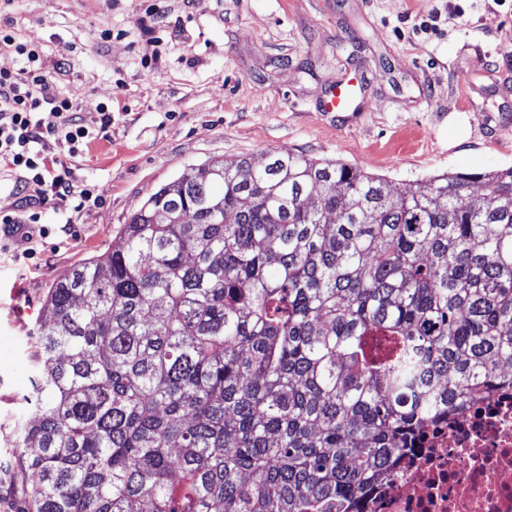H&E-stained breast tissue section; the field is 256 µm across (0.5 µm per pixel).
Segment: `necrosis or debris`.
Segmentation results:
<instances>
[{"mask_svg": "<svg viewBox=\"0 0 512 512\" xmlns=\"http://www.w3.org/2000/svg\"><path fill=\"white\" fill-rule=\"evenodd\" d=\"M356 512H512V388L475 391L357 498Z\"/></svg>", "mask_w": 512, "mask_h": 512, "instance_id": "1", "label": "necrosis or debris"}]
</instances>
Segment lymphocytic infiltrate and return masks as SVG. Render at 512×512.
Listing matches in <instances>:
<instances>
[{
    "label": "lymphocytic infiltrate",
    "mask_w": 512,
    "mask_h": 512,
    "mask_svg": "<svg viewBox=\"0 0 512 512\" xmlns=\"http://www.w3.org/2000/svg\"><path fill=\"white\" fill-rule=\"evenodd\" d=\"M0 46L19 56L16 69H0V163L22 172L25 186L35 193L26 201L23 217L9 215L0 222L22 227L23 239H31V225L39 223L42 208L51 201L78 199L80 204L100 201L96 187H76L66 167L50 170L42 145L53 137L77 153L88 129L77 117L72 95L60 92L40 63L38 50L17 42L13 31L0 28Z\"/></svg>",
    "instance_id": "lymphocytic-infiltrate-1"
}]
</instances>
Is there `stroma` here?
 <instances>
[{"mask_svg":"<svg viewBox=\"0 0 512 512\" xmlns=\"http://www.w3.org/2000/svg\"><path fill=\"white\" fill-rule=\"evenodd\" d=\"M1 23L39 48L84 126L97 129L103 103L112 126L73 157L45 145L101 203L50 202L32 240L0 239V512L24 490L17 431L51 285L187 168L288 150L404 190L512 165V94L497 89L512 0H0ZM357 69L362 107L341 124L319 103Z\"/></svg>","mask_w":512,"mask_h":512,"instance_id":"1","label":"stroma"}]
</instances>
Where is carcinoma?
<instances>
[{"mask_svg": "<svg viewBox=\"0 0 512 512\" xmlns=\"http://www.w3.org/2000/svg\"><path fill=\"white\" fill-rule=\"evenodd\" d=\"M512 365V166L190 167L51 286L18 512H352Z\"/></svg>", "mask_w": 512, "mask_h": 512, "instance_id": "carcinoma-1", "label": "carcinoma"}]
</instances>
